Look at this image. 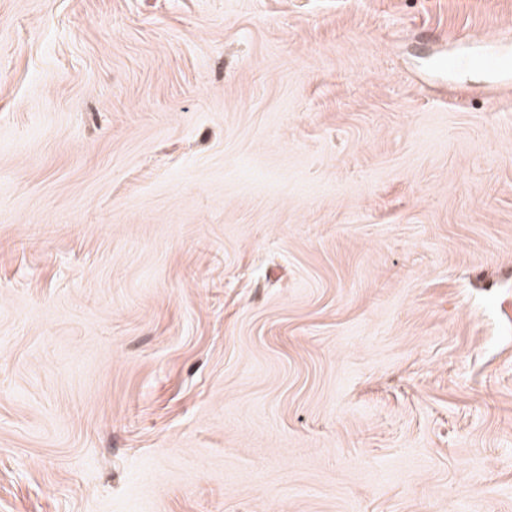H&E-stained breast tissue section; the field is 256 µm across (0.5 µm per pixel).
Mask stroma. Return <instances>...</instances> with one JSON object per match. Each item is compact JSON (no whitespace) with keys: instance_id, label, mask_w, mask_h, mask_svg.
<instances>
[{"instance_id":"35a3bbf8","label":"stroma","mask_w":512,"mask_h":512,"mask_svg":"<svg viewBox=\"0 0 512 512\" xmlns=\"http://www.w3.org/2000/svg\"><path fill=\"white\" fill-rule=\"evenodd\" d=\"M512 0H0V512H512Z\"/></svg>"}]
</instances>
